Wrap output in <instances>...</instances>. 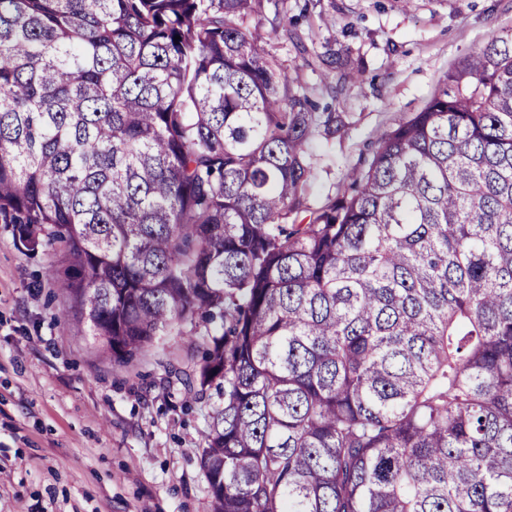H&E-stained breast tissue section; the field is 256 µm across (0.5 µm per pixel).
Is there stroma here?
I'll return each mask as SVG.
<instances>
[{"label":"stroma","mask_w":512,"mask_h":512,"mask_svg":"<svg viewBox=\"0 0 512 512\" xmlns=\"http://www.w3.org/2000/svg\"><path fill=\"white\" fill-rule=\"evenodd\" d=\"M245 25L300 94L351 122L314 142L316 207L459 61L512 34V0H270ZM359 58L358 81L336 77ZM65 266L60 246L21 251L0 223V512H211L199 450L215 398L184 383L202 355L191 324L112 365L58 316Z\"/></svg>","instance_id":"obj_1"}]
</instances>
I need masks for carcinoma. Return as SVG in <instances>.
<instances>
[{
    "instance_id": "carcinoma-1",
    "label": "carcinoma",
    "mask_w": 512,
    "mask_h": 512,
    "mask_svg": "<svg viewBox=\"0 0 512 512\" xmlns=\"http://www.w3.org/2000/svg\"><path fill=\"white\" fill-rule=\"evenodd\" d=\"M264 0H0V223L137 361L194 324L212 512H512V39L308 204ZM180 39H175V36Z\"/></svg>"
}]
</instances>
